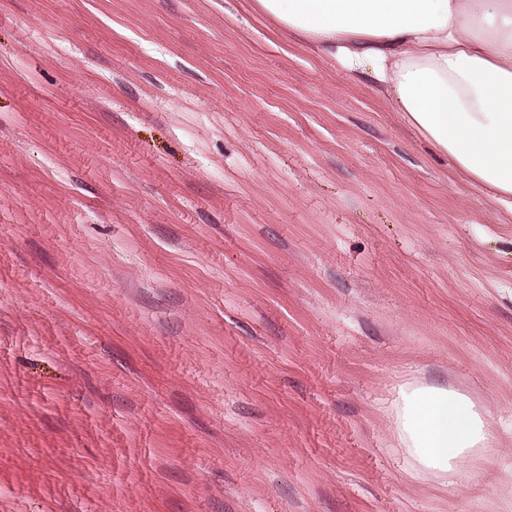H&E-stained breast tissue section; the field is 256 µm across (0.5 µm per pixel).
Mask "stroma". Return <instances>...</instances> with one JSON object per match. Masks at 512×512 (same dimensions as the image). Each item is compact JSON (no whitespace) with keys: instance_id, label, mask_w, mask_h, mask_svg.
I'll return each instance as SVG.
<instances>
[{"instance_id":"35a3bbf8","label":"stroma","mask_w":512,"mask_h":512,"mask_svg":"<svg viewBox=\"0 0 512 512\" xmlns=\"http://www.w3.org/2000/svg\"><path fill=\"white\" fill-rule=\"evenodd\" d=\"M0 512H512V212L254 0H0ZM393 426L420 471L447 481L467 478L473 454L493 439L484 412L464 394L438 386L401 388Z\"/></svg>"}]
</instances>
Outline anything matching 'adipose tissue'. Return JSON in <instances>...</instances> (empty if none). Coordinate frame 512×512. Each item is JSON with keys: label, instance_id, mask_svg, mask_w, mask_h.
<instances>
[{"label": "adipose tissue", "instance_id": "ef3b65f1", "mask_svg": "<svg viewBox=\"0 0 512 512\" xmlns=\"http://www.w3.org/2000/svg\"><path fill=\"white\" fill-rule=\"evenodd\" d=\"M288 36L371 78L406 123L512 211V0H255ZM394 433L420 471L463 479L493 438L460 392L401 388Z\"/></svg>", "mask_w": 512, "mask_h": 512}]
</instances>
